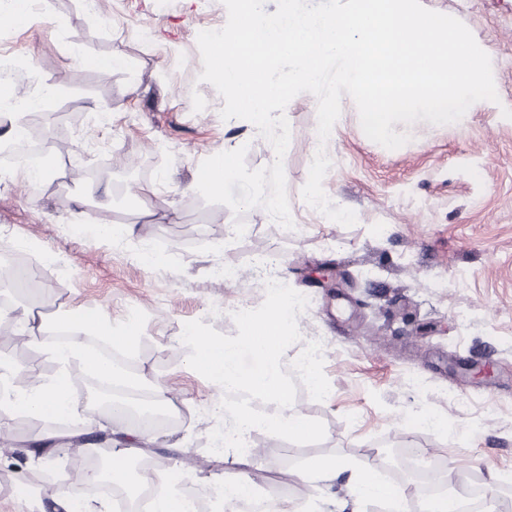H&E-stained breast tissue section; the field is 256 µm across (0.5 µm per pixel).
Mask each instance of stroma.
Segmentation results:
<instances>
[{"mask_svg":"<svg viewBox=\"0 0 512 512\" xmlns=\"http://www.w3.org/2000/svg\"><path fill=\"white\" fill-rule=\"evenodd\" d=\"M454 16L489 55L498 102L482 101L461 123L420 121L395 131L411 135L389 150L364 134L351 97L326 144L317 134V99L293 98L285 109L290 141L284 157L293 228L269 223L265 209L243 215L253 232L224 249L234 214L192 191L208 155L246 147V164L271 165L275 152L246 120L222 119L224 100L198 79L203 70L197 35L227 22L222 0H39L37 14L0 28V56L22 58L21 70L0 68V82L63 93L42 112L46 137L67 144L57 176L69 188L32 185L18 168L0 163V252L32 248L29 263L53 260L38 296L13 290V309H33L51 326L70 308L99 310L113 324L129 308L145 321L136 350L139 373L167 383L188 421L156 430L151 443L129 449L132 464L177 471L198 494L246 473L254 492L281 485L294 508L342 512L352 467L377 461L378 474L406 485L419 456L454 469L455 482L479 496L501 499L512 484V0H421ZM46 14L63 26L43 23ZM121 50L125 69L108 73L93 60ZM331 167L323 188L333 205L355 212L346 227L309 206L301 195L318 147ZM155 191L141 197L139 186ZM82 197L74 210L73 197ZM132 224L126 249L100 238L98 226ZM165 265L133 257L146 246ZM288 262V285L311 300L298 317L302 341L319 340V363L329 397L303 393L294 408L321 420L317 444L282 439L266 447L255 432L253 454L208 449L209 412L218 395L186 363L182 330L210 321L234 335L233 310L261 305L265 292L252 267L256 253ZM233 264L241 278L224 284L214 266ZM12 323L0 319V360L20 379H51L60 369L47 346L13 341ZM433 416L439 431L418 429ZM57 429L51 460L35 457L34 442ZM74 426L15 413L0 423V512H32L27 484L42 483L50 501L73 484L86 458L107 463L113 443L70 454ZM178 450H171L172 442ZM324 457L347 461L335 480L311 484L300 470Z\"/></svg>","mask_w":512,"mask_h":512,"instance_id":"stroma-1","label":"stroma"}]
</instances>
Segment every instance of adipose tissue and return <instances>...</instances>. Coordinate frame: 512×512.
I'll list each match as a JSON object with an SVG mask.
<instances>
[{
	"label": "adipose tissue",
	"instance_id": "obj_1",
	"mask_svg": "<svg viewBox=\"0 0 512 512\" xmlns=\"http://www.w3.org/2000/svg\"><path fill=\"white\" fill-rule=\"evenodd\" d=\"M86 309L74 308L66 318L65 339L56 344L53 356L61 365L58 374L40 384L30 393L19 399H0V417L22 410L48 421H77L85 435H94L99 424L95 417L79 415L78 400L72 390L73 375L68 370V363L75 358L81 359L82 368L97 378H114L116 369L111 360L101 355L90 353L86 349V335L92 334L102 338L113 351L131 354L136 349L140 328L136 324L115 326L102 317H95L93 328H86L83 319L87 317ZM348 496L353 503L366 501L385 503L390 512H405L408 502L407 491L393 487L381 480L371 463L358 465L356 474L348 488Z\"/></svg>",
	"mask_w": 512,
	"mask_h": 512
}]
</instances>
